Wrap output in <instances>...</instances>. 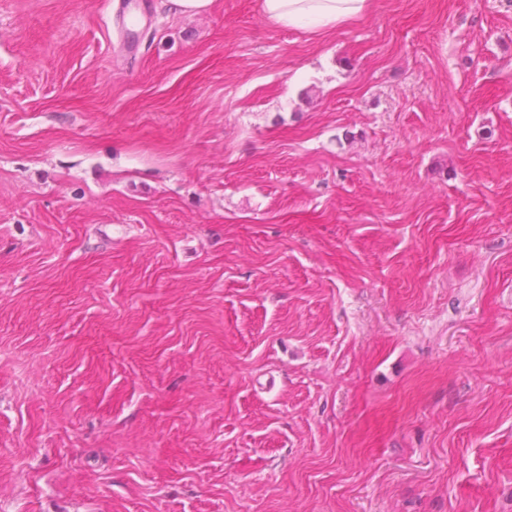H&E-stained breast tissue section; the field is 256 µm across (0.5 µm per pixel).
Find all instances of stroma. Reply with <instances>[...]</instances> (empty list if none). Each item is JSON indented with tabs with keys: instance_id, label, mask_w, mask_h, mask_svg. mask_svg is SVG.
Instances as JSON below:
<instances>
[{
	"instance_id": "obj_1",
	"label": "stroma",
	"mask_w": 512,
	"mask_h": 512,
	"mask_svg": "<svg viewBox=\"0 0 512 512\" xmlns=\"http://www.w3.org/2000/svg\"><path fill=\"white\" fill-rule=\"evenodd\" d=\"M0 0V512H512V0ZM369 0H263L262 12L277 25L302 28L315 33L361 17Z\"/></svg>"
}]
</instances>
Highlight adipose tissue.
<instances>
[{"label": "adipose tissue", "mask_w": 512, "mask_h": 512, "mask_svg": "<svg viewBox=\"0 0 512 512\" xmlns=\"http://www.w3.org/2000/svg\"><path fill=\"white\" fill-rule=\"evenodd\" d=\"M369 0H262V12L272 23L315 33L361 17Z\"/></svg>", "instance_id": "obj_1"}]
</instances>
